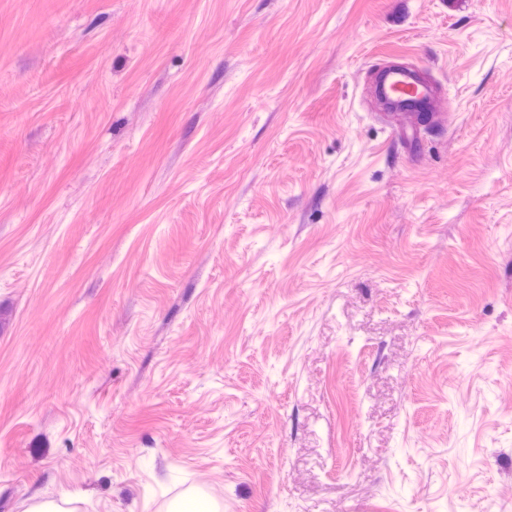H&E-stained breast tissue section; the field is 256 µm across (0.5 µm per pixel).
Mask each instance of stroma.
<instances>
[{
  "instance_id": "stroma-1",
  "label": "stroma",
  "mask_w": 512,
  "mask_h": 512,
  "mask_svg": "<svg viewBox=\"0 0 512 512\" xmlns=\"http://www.w3.org/2000/svg\"><path fill=\"white\" fill-rule=\"evenodd\" d=\"M189 498L512 512V0H0V512ZM378 94L391 112L403 111L411 101L430 105L437 102L433 84L419 79L415 71L403 67L388 68L380 74Z\"/></svg>"
}]
</instances>
